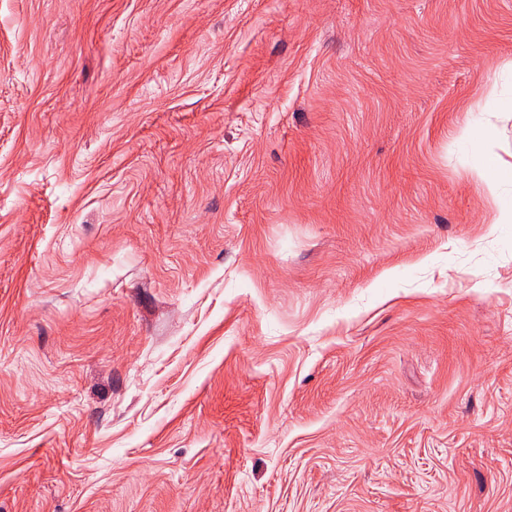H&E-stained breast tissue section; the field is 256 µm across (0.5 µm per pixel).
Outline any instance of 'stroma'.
Returning <instances> with one entry per match:
<instances>
[{
  "instance_id": "1",
  "label": "stroma",
  "mask_w": 512,
  "mask_h": 512,
  "mask_svg": "<svg viewBox=\"0 0 512 512\" xmlns=\"http://www.w3.org/2000/svg\"><path fill=\"white\" fill-rule=\"evenodd\" d=\"M512 0H0V512H512ZM499 170L500 164L497 156L486 152L483 156L482 167L476 170V177L484 185L497 206L496 217L491 224H511L512 196H503L502 183L498 177Z\"/></svg>"
}]
</instances>
